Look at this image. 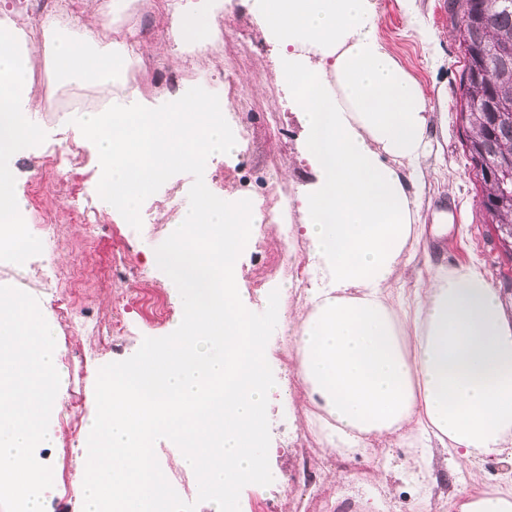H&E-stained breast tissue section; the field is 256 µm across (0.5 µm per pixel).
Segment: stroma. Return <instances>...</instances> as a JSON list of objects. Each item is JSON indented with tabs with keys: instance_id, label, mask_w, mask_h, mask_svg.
<instances>
[{
	"instance_id": "35a3bbf8",
	"label": "stroma",
	"mask_w": 512,
	"mask_h": 512,
	"mask_svg": "<svg viewBox=\"0 0 512 512\" xmlns=\"http://www.w3.org/2000/svg\"><path fill=\"white\" fill-rule=\"evenodd\" d=\"M375 30L379 39L409 69L433 108L428 168L417 185L421 199L424 238L433 262L451 266L479 263L504 303H512V283L504 273L512 262L495 248V233L486 224L479 205L481 184L470 169L457 113L461 104L465 59L456 36L457 19L448 0H374ZM220 25L225 42L243 47L238 68L229 60H201L200 69H215L219 75L233 73L240 96L228 98L234 119L247 141V149L231 162H207L173 172L158 184L141 208L142 221L128 223L125 216L104 208L99 192L98 166L93 152L81 148L75 155L74 180L52 182L31 211L35 224H49L46 267L59 275L77 272L83 283L81 309L91 319L88 327H64L56 317L52 296L41 279L40 266L0 261V285L13 286L35 297L63 352L59 360L60 407L52 411L49 426L60 443L38 451L42 464L62 469L64 450L73 452L70 488L54 483L45 494L46 512H81L80 486L89 462L87 449L77 446L90 417L98 411V390L103 376L135 361L142 347L170 339L181 313L180 300L167 277L150 264L151 255L167 240L168 215L186 206L193 188L207 183L215 191L254 190L262 195L295 194L309 177L300 157L301 128L295 111L288 107V92L272 77L276 53L244 0H228ZM280 116L278 127H265L267 112ZM43 129V139L29 157L19 159L24 173L25 196H32L38 178L51 173L55 150L61 144L59 129L64 112L34 113ZM98 211L101 222L95 235H88L77 219L85 208ZM303 254L289 256L288 247L274 235L263 232L248 243L239 259L240 296L257 318L267 324L274 348L268 375L280 385L270 409L266 445V476L241 486L236 512H305L316 499L327 496L351 501L366 490L377 493L378 512H413L414 497L406 484L387 475L382 486L373 487L371 477L384 463V454L374 449L362 457L342 459L324 450L299 423L309 403L292 371L295 350L283 332L282 319L299 316L304 298L283 296L271 307L267 287L273 281H288L303 270ZM126 307L124 331L112 330V316ZM75 416V429L60 422ZM182 449L161 436L156 440L153 466L166 477L169 512H212L197 475L177 466ZM319 462L316 480L304 479L300 461L304 456ZM350 470L356 482L339 484L334 472Z\"/></svg>"
}]
</instances>
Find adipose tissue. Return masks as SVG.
Wrapping results in <instances>:
<instances>
[{
    "instance_id": "ef3b65f1",
    "label": "adipose tissue",
    "mask_w": 512,
    "mask_h": 512,
    "mask_svg": "<svg viewBox=\"0 0 512 512\" xmlns=\"http://www.w3.org/2000/svg\"><path fill=\"white\" fill-rule=\"evenodd\" d=\"M132 2L112 0L108 19L96 10L75 19L59 0L39 45L16 22L0 28V222L28 218L14 163L41 134L28 96L40 55L59 84L113 90L73 128L75 145L95 149L109 210L134 216L172 169L244 151L221 81L161 101L126 92L140 40L112 26ZM223 9L224 0H174V64L209 50ZM252 12L280 49L273 78L301 115L314 174L295 198L307 312L283 324L314 407L307 427L345 457L376 444L409 448L401 473L417 512H433L438 455L452 479L448 512H512V316L479 267L431 262L415 190L432 124L423 91L377 37L373 0H252ZM288 221L263 196L219 197L204 183L170 221L152 263L171 277L181 317L173 339L101 382L85 432V512H111L116 500L124 512H164L166 479L151 463L161 433L182 446L178 463L199 474L214 512H231L240 486L266 475L278 387L265 325L240 299L238 264L263 226L284 236ZM418 261L429 276L406 287L401 272Z\"/></svg>"
}]
</instances>
